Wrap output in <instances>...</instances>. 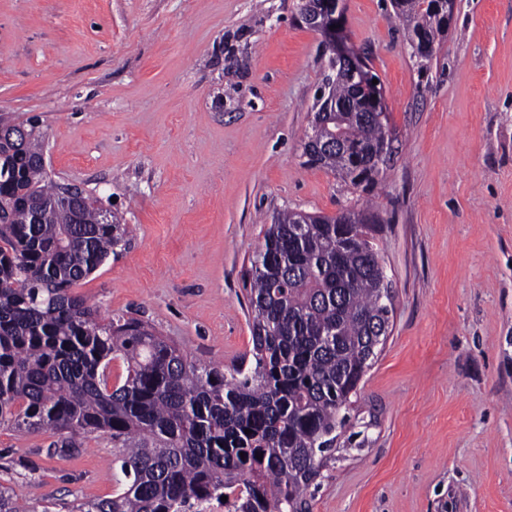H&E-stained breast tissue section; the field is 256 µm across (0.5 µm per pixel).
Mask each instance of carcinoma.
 <instances>
[{
  "label": "carcinoma",
  "instance_id": "carcinoma-1",
  "mask_svg": "<svg viewBox=\"0 0 512 512\" xmlns=\"http://www.w3.org/2000/svg\"><path fill=\"white\" fill-rule=\"evenodd\" d=\"M406 43L430 60L448 29L444 0H391ZM342 80L311 110L331 151L304 144V164L364 191L381 173L372 162L388 123L353 106ZM19 147L0 146V426L52 430L50 447L70 454L77 437H112L122 478L110 498L77 512H309L340 415L386 340L390 283L372 237L376 216L348 209L329 216L285 209L252 260L247 295L255 366L200 365L133 317L105 319L72 291L126 241L115 214L93 203L81 223L58 200L60 184L38 165L37 116ZM126 375L112 381L111 363ZM251 433H245V430ZM227 501H221V497ZM0 512H36L0 486Z\"/></svg>",
  "mask_w": 512,
  "mask_h": 512
}]
</instances>
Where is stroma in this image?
I'll use <instances>...</instances> for the list:
<instances>
[{"label":"stroma","mask_w":512,"mask_h":512,"mask_svg":"<svg viewBox=\"0 0 512 512\" xmlns=\"http://www.w3.org/2000/svg\"><path fill=\"white\" fill-rule=\"evenodd\" d=\"M298 0H0V115L130 234L74 293L194 361L253 368L247 272L283 209L370 207L389 335L310 512H512V0H456L427 67L390 0H342L396 152L376 194L303 164L327 58ZM0 427V484L71 512L119 485L110 436L62 456Z\"/></svg>","instance_id":"1"}]
</instances>
